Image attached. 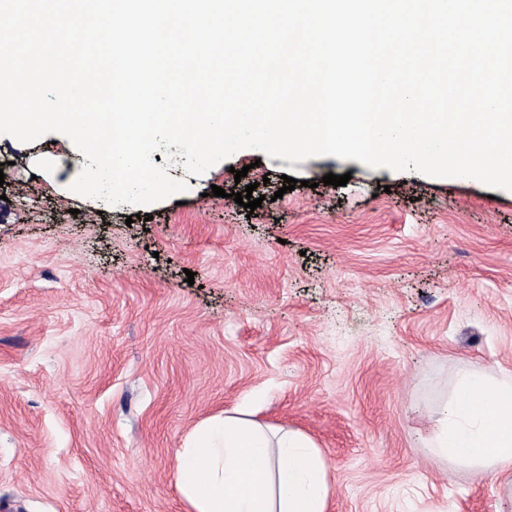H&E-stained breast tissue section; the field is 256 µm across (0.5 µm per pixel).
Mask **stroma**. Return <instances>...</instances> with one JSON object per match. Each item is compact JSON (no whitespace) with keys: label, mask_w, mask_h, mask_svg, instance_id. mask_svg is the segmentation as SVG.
I'll return each mask as SVG.
<instances>
[{"label":"stroma","mask_w":512,"mask_h":512,"mask_svg":"<svg viewBox=\"0 0 512 512\" xmlns=\"http://www.w3.org/2000/svg\"><path fill=\"white\" fill-rule=\"evenodd\" d=\"M183 162L185 192L111 206L71 191L67 136H0V512H186L178 449L242 406L320 448L326 512H507L504 479L423 439L459 369L512 372V191L256 148Z\"/></svg>","instance_id":"35a3bbf8"}]
</instances>
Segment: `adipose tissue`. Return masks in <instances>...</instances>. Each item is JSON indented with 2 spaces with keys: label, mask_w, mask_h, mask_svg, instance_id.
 Masks as SVG:
<instances>
[{
  "label": "adipose tissue",
  "mask_w": 512,
  "mask_h": 512,
  "mask_svg": "<svg viewBox=\"0 0 512 512\" xmlns=\"http://www.w3.org/2000/svg\"><path fill=\"white\" fill-rule=\"evenodd\" d=\"M425 446L476 472L512 476V374L459 371ZM187 512H326L325 461L306 434L262 424L245 409L211 417L177 453Z\"/></svg>",
  "instance_id": "ef3b65f1"
}]
</instances>
